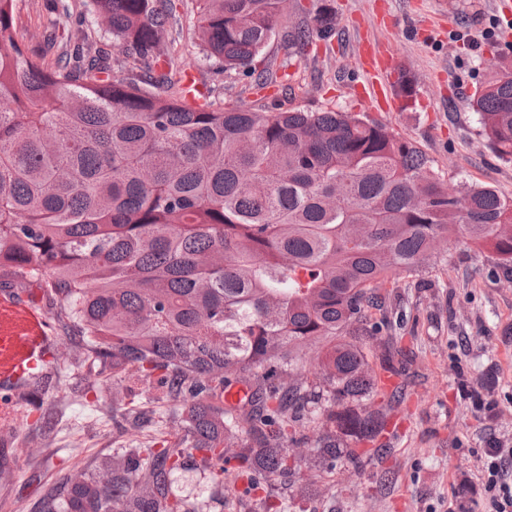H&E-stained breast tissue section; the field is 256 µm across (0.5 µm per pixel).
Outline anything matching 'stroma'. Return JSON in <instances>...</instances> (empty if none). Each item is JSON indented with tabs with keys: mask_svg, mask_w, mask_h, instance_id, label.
I'll return each instance as SVG.
<instances>
[{
	"mask_svg": "<svg viewBox=\"0 0 512 512\" xmlns=\"http://www.w3.org/2000/svg\"><path fill=\"white\" fill-rule=\"evenodd\" d=\"M198 0H183L172 35L174 71L192 69L226 105L275 104L285 109L349 110L382 123L425 153L447 186L463 179L512 199V161L496 156L482 136L472 100L499 55L512 56V17L496 0H287L284 19L253 67L222 71L192 39ZM336 33L298 53L285 46L294 25L324 10ZM15 22L28 46L39 47L42 29L58 36L84 31L111 42L94 22L90 0H17ZM369 38L394 53L412 85L413 103L397 112L366 98L367 80L352 52ZM274 82L258 88L259 75ZM385 309L404 316L397 346L410 360L397 377L406 395L398 408L407 420L386 462L366 460L353 473L337 465L329 480L328 512H478L471 476L481 456L512 446V270L495 253L455 235L439 243L417 275L385 285ZM68 405L57 448L87 438L88 410L66 384L46 395ZM29 407L19 427L0 426V439L19 444L23 456L0 487L12 490L27 477L26 459L41 443L30 429Z\"/></svg>",
	"mask_w": 512,
	"mask_h": 512,
	"instance_id": "35a3bbf8",
	"label": "stroma"
}]
</instances>
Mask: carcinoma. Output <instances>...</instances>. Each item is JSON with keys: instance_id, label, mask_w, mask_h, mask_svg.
<instances>
[{"instance_id": "cac0c4a2", "label": "carcinoma", "mask_w": 512, "mask_h": 512, "mask_svg": "<svg viewBox=\"0 0 512 512\" xmlns=\"http://www.w3.org/2000/svg\"><path fill=\"white\" fill-rule=\"evenodd\" d=\"M194 35L224 70L250 65L286 0H201ZM122 56L82 35L69 56L28 49L0 0V282L45 284L75 365L112 363L108 412L145 448L93 456L51 486L41 462L29 512H203L171 497L173 475L212 467L236 512H319L339 462L391 453L402 389L380 391L367 341L401 325L379 288L460 233L512 262V200L444 180L413 143L359 114L222 107L187 100L170 65L175 0H93ZM326 11L288 32L328 39ZM128 73L117 78L113 70ZM473 106L512 160V62L500 58ZM316 369L302 373L312 346ZM179 403L175 441L122 374ZM237 383L242 406L216 401ZM314 424L310 454L290 448ZM369 443L360 452L356 444ZM237 448L233 470L224 449Z\"/></svg>"}]
</instances>
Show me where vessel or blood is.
I'll return each mask as SVG.
<instances>
[{
	"mask_svg": "<svg viewBox=\"0 0 512 512\" xmlns=\"http://www.w3.org/2000/svg\"><path fill=\"white\" fill-rule=\"evenodd\" d=\"M357 65L368 75L376 103L399 109L401 99L389 96L387 81L401 69L398 57L382 54L361 41ZM60 336L38 298L19 288L0 289V419L9 420L58 367Z\"/></svg>",
	"mask_w": 512,
	"mask_h": 512,
	"instance_id": "obj_1",
	"label": "vessel or blood"
}]
</instances>
